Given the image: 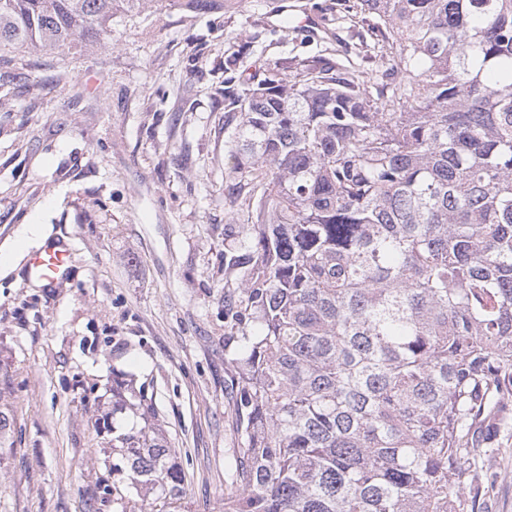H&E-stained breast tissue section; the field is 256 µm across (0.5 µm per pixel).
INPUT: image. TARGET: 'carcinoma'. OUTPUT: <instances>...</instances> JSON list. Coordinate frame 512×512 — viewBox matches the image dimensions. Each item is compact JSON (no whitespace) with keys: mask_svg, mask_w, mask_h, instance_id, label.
I'll use <instances>...</instances> for the list:
<instances>
[{"mask_svg":"<svg viewBox=\"0 0 512 512\" xmlns=\"http://www.w3.org/2000/svg\"><path fill=\"white\" fill-rule=\"evenodd\" d=\"M145 0H0V48L112 32ZM381 60L224 67V244L241 436L224 512H461L512 381V0H353ZM112 502L181 512L151 426L112 428Z\"/></svg>","mask_w":512,"mask_h":512,"instance_id":"carcinoma-1","label":"carcinoma"}]
</instances>
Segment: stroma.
Here are the masks:
<instances>
[{
  "instance_id": "1",
  "label": "stroma",
  "mask_w": 512,
  "mask_h": 512,
  "mask_svg": "<svg viewBox=\"0 0 512 512\" xmlns=\"http://www.w3.org/2000/svg\"><path fill=\"white\" fill-rule=\"evenodd\" d=\"M314 30H281L278 8ZM341 0H244L203 14L148 0L112 31L62 49L0 50V257L26 225L70 253L46 286L27 260L0 277V512H117L102 503L112 376L143 387L184 473V512H224L240 446L224 360V238L231 130L224 63L239 70L312 55L362 56L361 18ZM463 512H512V391L491 442L476 449Z\"/></svg>"
}]
</instances>
